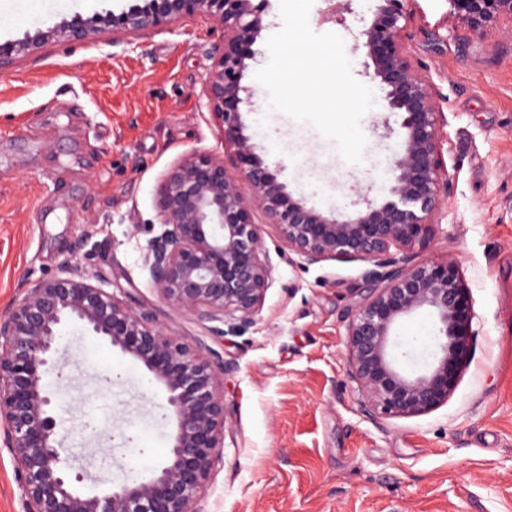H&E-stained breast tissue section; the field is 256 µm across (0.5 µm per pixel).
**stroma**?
I'll list each match as a JSON object with an SVG mask.
<instances>
[{
	"label": "stroma",
	"mask_w": 512,
	"mask_h": 512,
	"mask_svg": "<svg viewBox=\"0 0 512 512\" xmlns=\"http://www.w3.org/2000/svg\"><path fill=\"white\" fill-rule=\"evenodd\" d=\"M136 0H0V40ZM376 0H351L337 22L314 0L309 25L350 52L353 77L374 92L361 119L363 160H344L312 124L268 108L254 71L283 25L269 0L266 28L246 46L247 132L294 198L321 210L382 202L402 147L354 37ZM412 53L439 94L450 175L445 216L429 246L457 261L471 290L472 361L447 404L422 416H370L345 365L347 316L365 264L306 266L262 224L273 264L254 327L217 336L176 309L144 265L163 172L191 151L223 154L202 106L220 34L205 17L144 35L139 48L103 32L84 44L49 42L0 72V314L27 284L78 264L107 291L224 363V458L203 492L208 512H512V37L458 23L449 0H411ZM65 363L45 382L58 431L79 466L108 490L163 461L173 424L151 376L70 326Z\"/></svg>",
	"instance_id": "1"
}]
</instances>
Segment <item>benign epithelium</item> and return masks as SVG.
Here are the masks:
<instances>
[{
	"label": "benign epithelium",
	"instance_id": "1",
	"mask_svg": "<svg viewBox=\"0 0 512 512\" xmlns=\"http://www.w3.org/2000/svg\"><path fill=\"white\" fill-rule=\"evenodd\" d=\"M267 0H144L118 13L64 19L21 39L0 42V70L44 43H84L110 30L128 44L204 16L221 48L203 80L204 105L224 137L225 158L190 153L162 175L159 230L145 267L157 292L178 309L221 323L219 336L250 328L270 286L272 261L260 211L288 253L305 265L336 258L367 263L360 299L348 314L346 361L368 411L381 417L429 414L448 403L471 358L472 300L448 257L415 262L411 249L434 236L448 189L437 91L412 56L409 0H378L355 49L371 61L372 78L390 111L403 115V149L381 203L365 200L352 215L321 211L292 197L256 151L243 120L242 47L265 28ZM468 30L481 33L512 20V0H450ZM250 193L241 190V183ZM421 310L436 319V350L425 367L408 370L398 329ZM75 324L141 365L162 391L174 423L168 456L148 478L128 479L105 494L86 491L58 432L44 377L58 366L63 326ZM224 363L167 333L153 317L101 288L77 266L30 283L0 315V448L15 462L23 512H206L203 492L224 456Z\"/></svg>",
	"mask_w": 512,
	"mask_h": 512
}]
</instances>
